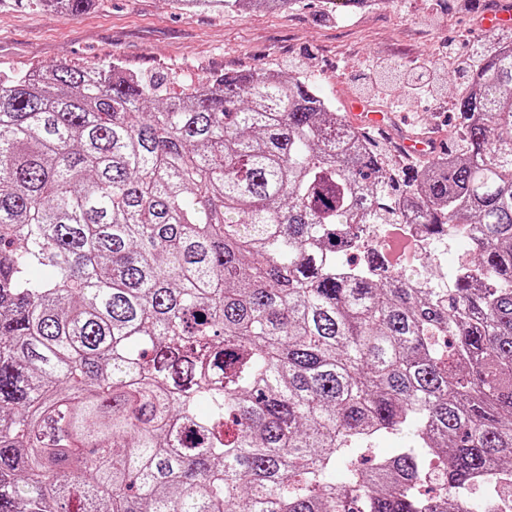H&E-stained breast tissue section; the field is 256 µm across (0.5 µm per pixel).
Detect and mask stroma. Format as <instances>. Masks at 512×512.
I'll return each mask as SVG.
<instances>
[{
    "label": "stroma",
    "instance_id": "stroma-1",
    "mask_svg": "<svg viewBox=\"0 0 512 512\" xmlns=\"http://www.w3.org/2000/svg\"><path fill=\"white\" fill-rule=\"evenodd\" d=\"M495 0H381L373 11L336 14L328 0H295L276 11L179 10L169 0H101L80 14L42 10L31 0H0V76L64 65L116 63L148 78L206 81L228 71L306 73L346 111L368 101L417 130L449 135L452 103L468 74L448 77L439 96L406 83L379 95L366 84L379 61L420 63L441 73L451 56L482 58L512 28L488 35L479 16Z\"/></svg>",
    "mask_w": 512,
    "mask_h": 512
}]
</instances>
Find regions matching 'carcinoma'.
<instances>
[{"mask_svg": "<svg viewBox=\"0 0 512 512\" xmlns=\"http://www.w3.org/2000/svg\"><path fill=\"white\" fill-rule=\"evenodd\" d=\"M205 86L0 79V512H470L512 473V44L409 168L300 72ZM377 224L465 265L422 288Z\"/></svg>", "mask_w": 512, "mask_h": 512, "instance_id": "cac0c4a2", "label": "carcinoma"}]
</instances>
